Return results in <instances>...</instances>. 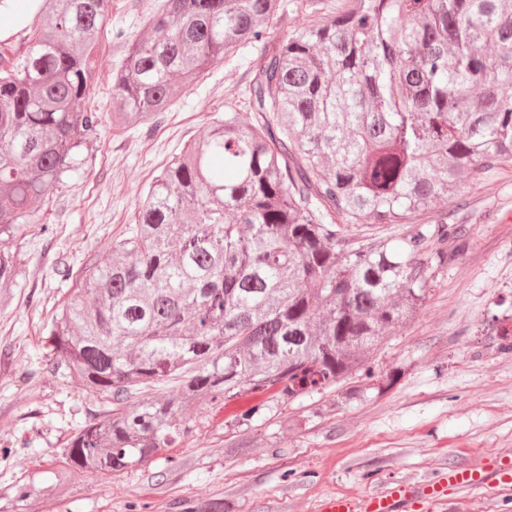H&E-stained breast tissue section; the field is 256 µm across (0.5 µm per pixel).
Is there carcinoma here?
<instances>
[{
	"label": "carcinoma",
	"instance_id": "cac0c4a2",
	"mask_svg": "<svg viewBox=\"0 0 512 512\" xmlns=\"http://www.w3.org/2000/svg\"><path fill=\"white\" fill-rule=\"evenodd\" d=\"M287 0H162L154 37L117 28L112 126L153 125L176 89L243 47L269 48L205 139L141 195L135 223L89 263L49 331L54 363L112 400L69 438L77 475L179 447L193 410L254 417L330 393L410 321L430 270L456 260L445 215L467 183L512 162V0H309L323 17L279 36ZM112 0H29L24 44L0 50V299L15 241L49 231L42 199L85 164L99 112L98 33ZM411 224L352 243L348 226ZM176 383L158 398L157 385ZM181 512H224L214 495Z\"/></svg>",
	"mask_w": 512,
	"mask_h": 512
}]
</instances>
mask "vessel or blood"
Instances as JSON below:
<instances>
[{
  "label": "vessel or blood",
  "instance_id": "vessel-or-blood-1",
  "mask_svg": "<svg viewBox=\"0 0 512 512\" xmlns=\"http://www.w3.org/2000/svg\"><path fill=\"white\" fill-rule=\"evenodd\" d=\"M512 485V456L470 454L461 464L436 468L422 482L395 481L379 490L324 497L317 512H485L479 495L489 484Z\"/></svg>",
  "mask_w": 512,
  "mask_h": 512
}]
</instances>
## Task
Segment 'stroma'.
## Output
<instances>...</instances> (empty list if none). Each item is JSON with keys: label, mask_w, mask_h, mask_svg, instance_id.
<instances>
[{"label": "stroma", "mask_w": 512, "mask_h": 512, "mask_svg": "<svg viewBox=\"0 0 512 512\" xmlns=\"http://www.w3.org/2000/svg\"><path fill=\"white\" fill-rule=\"evenodd\" d=\"M155 0H112L99 33L101 81L87 103L103 116L82 147L85 171L67 176L46 198L51 235L32 229L16 244L20 276L0 302V512H177L176 502L223 495L227 512H317L328 495L372 492L391 481L428 479L434 467L460 463V449L512 453V166L466 185V208L449 207L447 228L461 235L457 262L433 271L423 306L369 361V375L335 392L303 396L239 429L249 449L225 455L227 410L200 415L181 447L153 462L107 476L76 478L56 495L68 439L107 407L62 375L46 371L56 309L78 287L84 262L105 264L133 221L141 189L184 142L207 134L225 106L243 105L255 44L239 60L179 91L157 124L113 128L112 71L124 58L112 40L121 27L150 35ZM73 275L61 280L59 262ZM28 484L30 498L12 489Z\"/></svg>", "instance_id": "obj_1"}]
</instances>
